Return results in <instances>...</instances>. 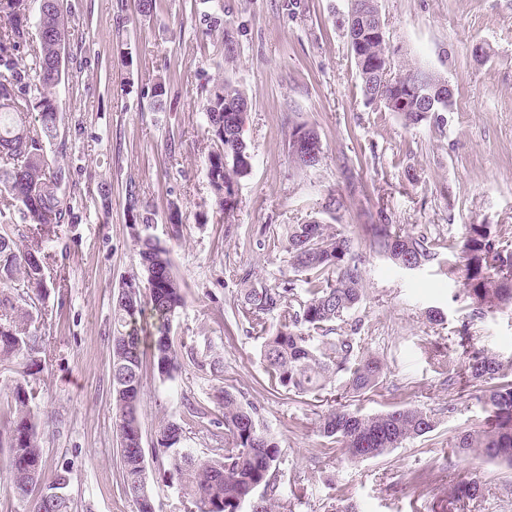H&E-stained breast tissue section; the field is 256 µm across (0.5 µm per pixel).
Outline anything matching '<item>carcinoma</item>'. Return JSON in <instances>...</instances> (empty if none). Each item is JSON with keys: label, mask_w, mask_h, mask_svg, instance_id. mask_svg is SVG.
<instances>
[{"label": "carcinoma", "mask_w": 512, "mask_h": 512, "mask_svg": "<svg viewBox=\"0 0 512 512\" xmlns=\"http://www.w3.org/2000/svg\"><path fill=\"white\" fill-rule=\"evenodd\" d=\"M350 6L372 16V25L351 53L371 104H382L398 114L403 124L426 120L436 126L453 103L437 101L422 108L409 88L425 68L396 65L380 31L377 0H350ZM30 14L27 0H0V186L7 192L26 227L30 241L20 250L12 224H0V369L15 374L7 400L0 401V447L9 448L8 486L25 502V512L38 506L43 512H73L70 497L47 499L40 475L45 467L36 414L32 379L46 354L45 339L37 323L45 310L48 284L44 277V249L66 221L67 208L59 190L62 168L51 167L44 144L58 131L59 85L55 46L67 37L59 0H46L38 14L44 29L34 49L35 64H20L28 48ZM389 69L393 79L384 82L379 71ZM247 108L244 92L228 81L206 89L200 104L205 131L216 145L207 159V179L215 205L224 218L237 209L234 186L252 167V156L224 113ZM125 208L129 224H151L154 210L143 200L139 186L126 185ZM361 236L371 239L375 252L394 266L413 260L426 264L435 259V244L421 232H407L398 224H361ZM139 243V264L146 276L148 294L132 279L113 299L111 349L113 428L120 442V469L125 494L136 512H156L142 448L139 417L144 373L165 382L181 370L169 336L171 317L184 306L183 286L173 274L168 250L160 241L134 232ZM359 236V237H361ZM359 237L339 224L322 221L289 224L284 262L289 276L274 287L253 280L247 270L239 281L243 317L250 333L261 340L260 360L271 386L310 401L323 402V393L338 382L346 394L373 391L384 376V364L365 352L364 331L356 308L364 296L363 266L366 255ZM504 233L490 224H469L460 260L450 262V274L463 275V292L471 300L470 320L495 311L512 310V250L503 245ZM276 319L275 329L267 326ZM465 372L479 385L484 424L457 435L453 452L512 468V361L503 363L483 348L466 351ZM215 398L223 419L211 420L206 411L191 408L198 432L217 438L224 427V447L211 449L200 459L181 447L184 429L176 420L160 429L157 447L170 452L168 472L177 477L188 496V512H279L284 508L279 463L282 449L263 429L257 409L220 387ZM435 415L403 406L364 415L344 407L319 416L317 432L327 444L340 448L346 458L359 462L384 456L403 443L432 432ZM482 496L479 481L470 479L451 489L456 502Z\"/></svg>", "instance_id": "obj_1"}]
</instances>
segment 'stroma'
<instances>
[{
  "label": "stroma",
  "mask_w": 512,
  "mask_h": 512,
  "mask_svg": "<svg viewBox=\"0 0 512 512\" xmlns=\"http://www.w3.org/2000/svg\"><path fill=\"white\" fill-rule=\"evenodd\" d=\"M385 41L399 62L450 81L447 123L406 127L395 113L367 104L350 54L348 0H156L142 17L138 0H61L67 20L66 75L56 89L58 136L49 160L66 174V224L48 247L44 273L52 288L41 333L48 352L34 386L44 420L43 481L74 465L76 512H135L121 488L119 440L113 429L112 298L138 274V246L128 224L125 188L136 182L156 217L145 235L168 249L186 303L170 335L178 353L218 358L224 385L253 404L282 451V494L292 512H325L346 496L358 512H512V469L452 448L458 433L480 426L477 388L460 375L441 386L431 344L467 331L477 347L512 359V312L466 323L470 301L461 277L439 262L407 272L371 252L364 297L366 350L386 375L377 388L339 404L364 414L416 406L437 413L436 429L389 454L357 463L325 450L316 432L321 407L270 388L259 360L261 341L237 310L244 269L263 284L288 275L283 229L339 218L370 223L384 214L438 241L441 260L460 246L469 224L512 230V0H377ZM128 18L116 29L114 15ZM220 17L212 27L211 17ZM237 51L226 60L224 38ZM133 61L122 62L119 45ZM167 81L156 108L157 77ZM226 80L245 93L241 136L253 162L237 182L238 205L225 220L214 204L206 162L212 142L198 106L203 87ZM313 127L320 162L297 170L288 141L295 126ZM108 197H101L100 187ZM336 199L335 213L324 205ZM183 213L180 238L166 222L169 201ZM442 324L431 323L429 310ZM214 383L183 364L174 380L144 378L139 416L146 470L160 512L183 496L156 443L167 420L184 418L183 448L207 456L214 440L185 418L186 403L217 412ZM479 479L481 498L449 501V481Z\"/></svg>",
  "instance_id": "1"
}]
</instances>
